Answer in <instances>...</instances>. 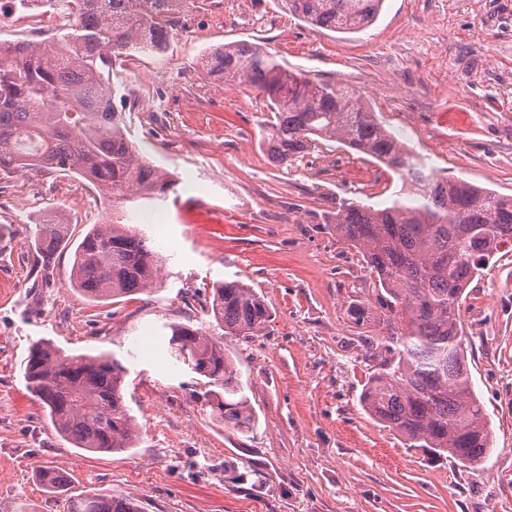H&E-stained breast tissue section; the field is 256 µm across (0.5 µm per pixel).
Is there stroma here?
Returning <instances> with one entry per match:
<instances>
[{"label":"stroma","instance_id":"obj_1","mask_svg":"<svg viewBox=\"0 0 512 512\" xmlns=\"http://www.w3.org/2000/svg\"><path fill=\"white\" fill-rule=\"evenodd\" d=\"M186 11L164 54L119 57L111 76L140 156L174 176L177 196L207 204L184 220L168 203L139 209L134 228L168 258L155 292L90 301L68 282L69 249L42 278L39 208L60 209L77 240L103 200L72 174L0 175V512H68L93 494L133 498L140 512H512V252L460 310L489 456L470 467L410 447L361 405L383 332L346 315L349 301L372 302L373 284L331 222L344 202L390 204L398 176L325 140L276 165L261 98L201 65L230 42L262 45L288 69L342 82L436 174L512 195V0H384L358 33L312 29L274 0H189ZM145 91L157 111L138 107ZM224 280L254 288L270 312L256 335L224 338L255 412L246 432L201 410L198 375L163 369L141 343L170 323L213 332L205 301ZM42 340L123 361L136 448L86 452L56 433L23 377ZM44 468L71 474L67 493L45 489Z\"/></svg>","mask_w":512,"mask_h":512}]
</instances>
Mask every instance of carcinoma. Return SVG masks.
Here are the masks:
<instances>
[{"label":"carcinoma","mask_w":512,"mask_h":512,"mask_svg":"<svg viewBox=\"0 0 512 512\" xmlns=\"http://www.w3.org/2000/svg\"><path fill=\"white\" fill-rule=\"evenodd\" d=\"M72 23L50 46L0 42V171L28 161L91 182L117 203L166 201L173 185L163 169L140 161L112 103L113 62L129 52L161 55L168 46L177 0H61ZM306 24L358 33L378 18L384 0H276ZM202 65L224 83L244 84L270 112L265 144L271 159L288 167L316 141L335 140L366 154L399 176L422 182L418 204L404 190L383 209L342 203L336 234L361 255L374 275L381 313L354 302L347 315L357 326L376 318L386 330L389 358L368 378L362 407L411 446L448 454L463 465L489 455L492 431L472 386L459 310L466 288L501 249L512 247V196L461 178L427 173L424 163L373 117L342 83L310 79L282 66L259 45L242 40L205 55ZM55 101L51 111L46 101ZM484 249L473 251L476 237ZM69 240L67 225L38 222L42 270ZM161 258L148 238L120 218L94 224L74 250L70 284L92 301L152 292ZM225 334L252 336L269 318L261 296L237 281L213 285L209 303ZM166 347L177 364L204 378L196 401L210 415L243 432L253 409L224 344L184 324L168 325ZM127 368L112 352L66 354L48 341L32 345L24 361L28 391L56 432L77 448L125 451L138 438L124 397ZM52 492L69 476L42 471ZM71 512H139L130 499L88 495Z\"/></svg>","instance_id":"cac0c4a2"}]
</instances>
